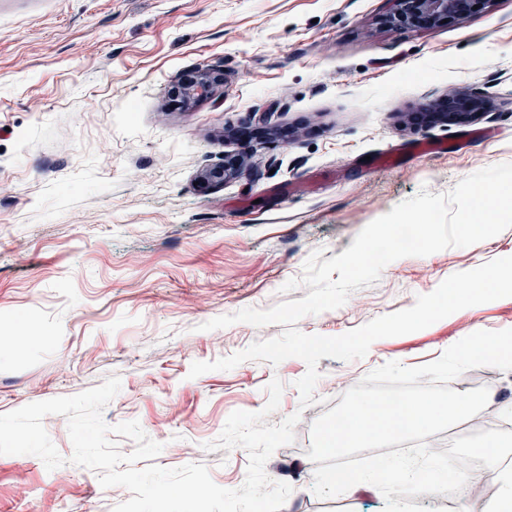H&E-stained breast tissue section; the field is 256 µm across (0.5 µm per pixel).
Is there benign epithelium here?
Masks as SVG:
<instances>
[{"label":"benign epithelium","mask_w":512,"mask_h":512,"mask_svg":"<svg viewBox=\"0 0 512 512\" xmlns=\"http://www.w3.org/2000/svg\"><path fill=\"white\" fill-rule=\"evenodd\" d=\"M492 0H387L388 8L382 22L392 27L426 30L443 23L471 15L489 8ZM224 84V70L218 67L195 68L189 76L171 89V95L184 103H191L210 97L215 88ZM488 98L478 92L456 91L439 95L430 100L423 112L405 114V126L418 134L436 126H463L472 123L488 111ZM277 136L284 144L289 136L278 128L263 131L253 129L249 121L238 126L235 134L254 138L259 133ZM246 170L244 159L234 154H224V164L205 170L200 183L204 187L222 184L236 178Z\"/></svg>","instance_id":"obj_1"}]
</instances>
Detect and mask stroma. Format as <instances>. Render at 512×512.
Segmentation results:
<instances>
[{
    "instance_id": "stroma-1",
    "label": "stroma",
    "mask_w": 512,
    "mask_h": 512,
    "mask_svg": "<svg viewBox=\"0 0 512 512\" xmlns=\"http://www.w3.org/2000/svg\"><path fill=\"white\" fill-rule=\"evenodd\" d=\"M386 0H0V414L72 396L112 375L121 390L107 424L138 421L162 443L156 465L208 467L236 489L248 453L205 450L236 410L260 411L267 385L283 393L267 424L338 405L389 361L418 366L479 330L512 329V297L460 310L406 335L375 341L365 357L318 363L314 404L295 386L306 363L245 361L189 378L213 361L280 336L284 327L201 325L246 307L304 298L282 293L314 251L331 259L371 221L421 189L512 162V0L431 30L382 23ZM219 66L225 83L204 100L169 96L181 74ZM478 91L490 112L466 126L420 134L404 113L450 91ZM255 115L291 131L289 143L243 140ZM442 143L417 154L413 143ZM395 150L394 167L372 158ZM244 175L202 189L225 154ZM512 256V228L469 247L388 264L340 308L301 318L306 334L338 336L414 305L448 276ZM512 399V371L481 366L454 379ZM305 421L268 459L269 479L293 491L281 512H384L372 485L320 498L312 491ZM44 426L66 462L0 455V512H113L126 488H102L71 463L67 420Z\"/></svg>"
}]
</instances>
